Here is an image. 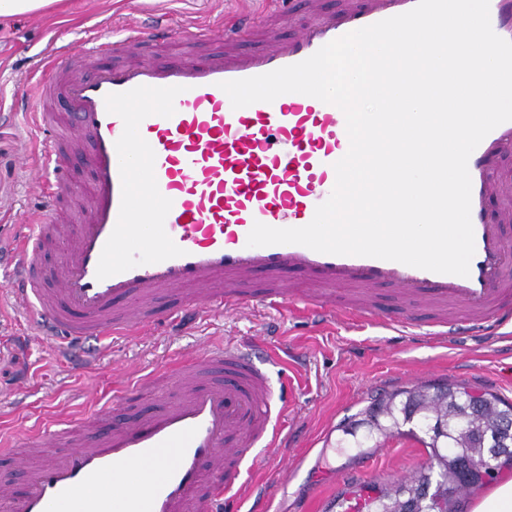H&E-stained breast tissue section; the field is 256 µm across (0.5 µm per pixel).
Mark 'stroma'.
<instances>
[{
	"label": "stroma",
	"mask_w": 512,
	"mask_h": 512,
	"mask_svg": "<svg viewBox=\"0 0 512 512\" xmlns=\"http://www.w3.org/2000/svg\"><path fill=\"white\" fill-rule=\"evenodd\" d=\"M240 7V0H59L49 11L0 18V245L9 246L22 216L40 207L20 166L23 156L34 155L36 134L21 110L18 91L38 76L48 51L112 37L115 26L147 12L164 15L179 31ZM8 275L9 260L0 258V448L38 432L50 420L86 416V392L104 401L111 398L116 367L148 373L207 344L263 339L270 347L295 353V361L283 368L293 397L280 418L288 436L285 446L275 457L259 451L248 483L267 480L269 512H337V498L346 487L336 475L355 468L361 458L353 448L336 453L333 444L341 425L374 399L417 383L451 382L512 403V340L482 350L468 342L445 347L380 327L337 321L316 326L285 307L260 306L243 319L215 312L144 338H111L104 343L101 366L90 372L80 366V353L64 357L31 337L29 317L15 311L7 298ZM283 457L295 459V466L283 469ZM369 459L385 483L426 462L422 447L405 436L390 438Z\"/></svg>",
	"instance_id": "obj_1"
}]
</instances>
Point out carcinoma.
Listing matches in <instances>:
<instances>
[{
    "label": "carcinoma",
    "instance_id": "1",
    "mask_svg": "<svg viewBox=\"0 0 512 512\" xmlns=\"http://www.w3.org/2000/svg\"><path fill=\"white\" fill-rule=\"evenodd\" d=\"M409 431L428 464L406 481L371 487L364 512H464L463 489L482 485L504 469H512V405L490 393H474L455 383L417 384L397 389L364 411L366 433L344 429L350 441L341 448H377L379 438Z\"/></svg>",
    "mask_w": 512,
    "mask_h": 512
}]
</instances>
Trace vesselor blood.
Wrapping results in <instances>:
<instances>
[{"instance_id": "obj_1", "label": "vessel or blood", "mask_w": 512, "mask_h": 512, "mask_svg": "<svg viewBox=\"0 0 512 512\" xmlns=\"http://www.w3.org/2000/svg\"><path fill=\"white\" fill-rule=\"evenodd\" d=\"M417 0H264L175 34L164 19L124 23L112 39L66 49L21 92L31 109L38 163L25 169L45 202L25 217L8 290L33 333L54 348L92 338L147 336L187 313L243 317L255 302L290 305L322 321L384 325L410 334L429 310L432 336L483 344L512 334V188L499 174L512 156V121L468 160L475 252L468 276L297 244L251 247L254 223L309 224L349 150L335 105L288 93L233 108L224 81L299 63L356 29L411 10ZM494 32L512 41V0H489ZM181 43L164 63L150 48ZM59 97L66 114L48 111ZM85 150L90 177L72 180L70 153ZM82 200L76 231L56 196ZM500 197L498 214L487 201ZM59 258L42 269L48 245ZM392 288L399 315L378 306ZM263 345L206 346L172 368L131 376L91 415L11 449L23 488L0 477V512H239L254 451L276 450V422L291 390L275 383ZM54 449L47 462L32 456ZM96 494H87L90 483Z\"/></svg>"}]
</instances>
